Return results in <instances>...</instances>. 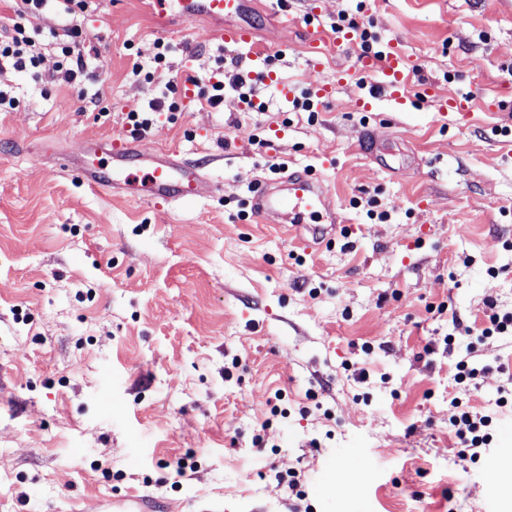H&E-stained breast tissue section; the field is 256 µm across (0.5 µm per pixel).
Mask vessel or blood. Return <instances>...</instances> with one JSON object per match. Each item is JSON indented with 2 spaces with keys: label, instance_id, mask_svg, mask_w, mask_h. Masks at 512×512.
Listing matches in <instances>:
<instances>
[{
  "label": "vessel or blood",
  "instance_id": "1",
  "mask_svg": "<svg viewBox=\"0 0 512 512\" xmlns=\"http://www.w3.org/2000/svg\"><path fill=\"white\" fill-rule=\"evenodd\" d=\"M245 0H178L177 16L185 22L203 16L220 22V37L225 43L249 48L252 36L248 29L229 25V18L240 14ZM354 69L375 79L376 92L387 95L395 104L408 99L409 60L397 42H388L382 57L357 56ZM87 154H107L112 158V188L127 197L161 200L167 203L188 202L200 197L206 188V178L198 167L173 152H148L140 137L90 140ZM147 165L142 179H134L128 170L135 164ZM329 188L321 180L306 173L293 172L268 181L266 187L253 195L251 210L261 219L287 212L288 221L298 230H306L315 243L335 235L340 221L326 207Z\"/></svg>",
  "mask_w": 512,
  "mask_h": 512
}]
</instances>
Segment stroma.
I'll list each match as a JSON object with an SVG mask.
<instances>
[{
  "label": "stroma",
  "mask_w": 512,
  "mask_h": 512,
  "mask_svg": "<svg viewBox=\"0 0 512 512\" xmlns=\"http://www.w3.org/2000/svg\"><path fill=\"white\" fill-rule=\"evenodd\" d=\"M344 14L401 44L405 110L355 109L362 75L337 77L360 49L332 41ZM234 22L291 101L265 82L249 105L185 98L238 53L162 28L146 0H92L74 21L0 0V38L22 26L43 54L38 73L0 71V512H512V335L483 334L486 301L512 314V0H290L287 18ZM73 23L92 50L78 87L49 78ZM170 82L144 147L178 151L216 194L137 201L109 189L111 165L99 188L60 167ZM427 88L472 95L470 113L439 117ZM367 131L385 164L361 152ZM280 170L329 184L332 242L252 215L251 188ZM464 358L478 374L460 383ZM455 401L493 418L479 462L460 455Z\"/></svg>",
  "instance_id": "stroma-1"
}]
</instances>
